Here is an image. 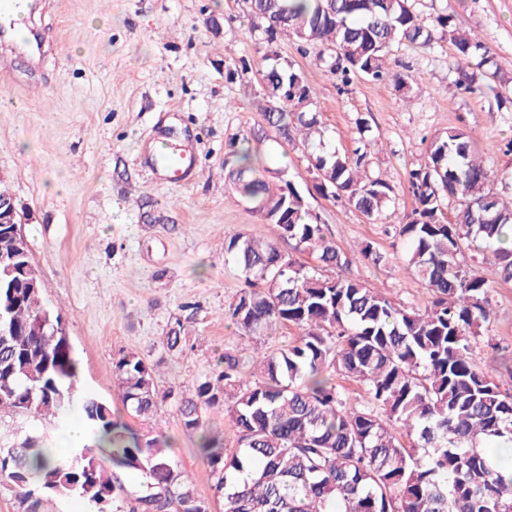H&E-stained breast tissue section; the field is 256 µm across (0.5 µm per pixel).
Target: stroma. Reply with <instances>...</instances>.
I'll list each match as a JSON object with an SVG mask.
<instances>
[{
	"mask_svg": "<svg viewBox=\"0 0 512 512\" xmlns=\"http://www.w3.org/2000/svg\"><path fill=\"white\" fill-rule=\"evenodd\" d=\"M32 17L44 55L25 48L0 55V180L13 192L44 301L62 313L78 362L80 387L116 403L112 362L134 352L153 364L159 389L188 388L212 376L229 354L250 366L255 343L293 341L279 326L261 341L237 336L224 307L244 286L225 263L230 239H271L226 179L230 142L254 129L258 165L283 169L342 250L372 244L391 260H355L368 287L422 308L430 296L410 277L393 223L368 222L318 193L304 154L283 150L259 110L258 71L269 51L301 69L315 90L312 111L337 148L366 154L368 175L393 188L392 210L410 209V170L448 129L470 132L494 192L512 197V0H422L424 12L448 11L457 28L488 46L508 83L500 94L456 85L449 43L399 48L390 66L406 89L358 78L340 88L317 48L268 42L246 0H37ZM369 130L358 135L357 119ZM185 144L201 161L191 183L170 181L148 164L158 140ZM466 258L492 286L495 316L473 344L479 369L512 387V282H503L489 248ZM190 323L182 352L164 350L175 320ZM138 432L163 431L173 459L193 478L198 501L220 512L214 477L173 402Z\"/></svg>",
	"mask_w": 512,
	"mask_h": 512,
	"instance_id": "stroma-1",
	"label": "stroma"
}]
</instances>
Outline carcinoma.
Listing matches in <instances>:
<instances>
[{
	"mask_svg": "<svg viewBox=\"0 0 512 512\" xmlns=\"http://www.w3.org/2000/svg\"><path fill=\"white\" fill-rule=\"evenodd\" d=\"M250 8L266 23L268 42L286 36L302 53L317 46L321 61L334 53L331 72L346 86L367 77L402 87L405 75L388 63L393 49L445 40L464 64L459 87L505 84L482 41L460 33L447 13L424 17L414 0H251ZM266 61L258 70L261 111L280 143L300 142L320 194L371 222L383 219L393 187L367 175L361 148L327 147L318 113L307 110L313 90L302 70L275 51ZM252 138L256 133L243 135L224 166L276 238L228 242L225 260L246 287L224 307V320L243 338L277 325L294 326L298 338L258 352L249 375L226 355L214 376L179 391H160L153 366L126 353L112 362L119 415L81 391L62 316L18 272L15 287L0 290L8 329L0 338V411L62 419L77 405L91 438L60 456L46 440L17 441L0 431V477L18 487L27 512H37L41 494L77 496L100 512L133 492L139 512H207L165 436L142 435L124 419L149 420L172 400L184 429L199 433L223 512H512V473L494 467L485 451L512 444V391L500 390L473 362V342L494 309L489 284L465 257L472 244L494 248L501 278L512 281V200L493 192L472 137L448 130L409 173L413 206L395 230L407 244L406 268L431 296L423 309L396 303L349 273L352 258L294 184L282 181V170L269 176L252 167ZM481 210L488 222L473 223ZM283 243L314 256L317 266L293 258ZM327 269L339 274L322 275ZM48 321L58 335H50ZM187 341L178 319L163 347L176 353ZM333 373L362 387L361 407L332 382ZM213 409L232 418L237 443L230 451L205 430L203 414ZM126 472L135 477L133 492Z\"/></svg>",
	"mask_w": 512,
	"mask_h": 512,
	"instance_id": "carcinoma-1",
	"label": "carcinoma"
}]
</instances>
